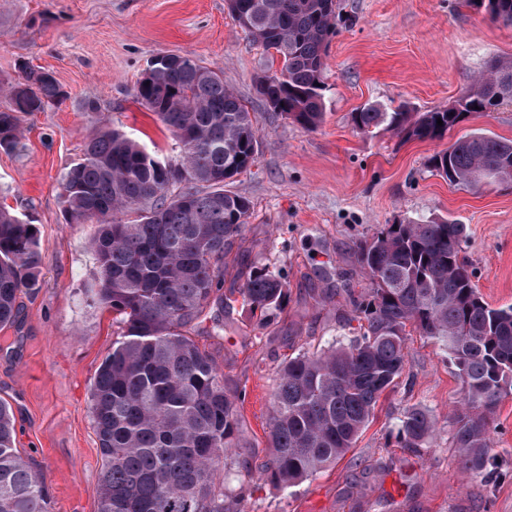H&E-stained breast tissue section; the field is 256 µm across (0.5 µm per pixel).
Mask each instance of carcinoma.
Wrapping results in <instances>:
<instances>
[{
	"mask_svg": "<svg viewBox=\"0 0 512 512\" xmlns=\"http://www.w3.org/2000/svg\"><path fill=\"white\" fill-rule=\"evenodd\" d=\"M247 36L282 67L255 77L267 85L272 112L312 130L322 119L325 51L343 21L337 0H244ZM495 20L512 25V0H487ZM22 80L0 87V149L20 144L17 113L60 105L53 74L21 66ZM137 100L171 132L178 159L164 161L118 129L88 139L60 180L69 219L99 225L94 301L120 332L90 388L89 410L101 457L98 512H244L227 488V462L239 457L242 394L230 390L206 345L188 335L224 333V256L250 217L249 200L226 189L256 162L255 117L223 73L188 55H169L137 83ZM512 105V59L491 62L452 107L414 113L404 105L352 113L357 130L381 128L408 140H440L465 116ZM443 125H437V119ZM455 186L512 181V142L474 133L429 159ZM137 214L125 221L120 215ZM31 224L0 208V329L15 323L18 299L36 285L40 256ZM467 228L447 220L386 224L357 248L370 292L351 297L359 334L347 345L305 350L276 373L269 459L244 464L241 481L293 487L336 463L370 423L380 396L406 364L407 327L437 341L458 369L462 410L453 416L464 471L490 461V424L512 394V306L479 295L461 257ZM230 293L257 325L279 323L287 282L253 266ZM437 423L423 407L407 409L387 430L386 446L422 448ZM38 473L15 448L13 413L0 400V512H51Z\"/></svg>",
	"mask_w": 512,
	"mask_h": 512,
	"instance_id": "1",
	"label": "carcinoma"
}]
</instances>
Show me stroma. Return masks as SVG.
Segmentation results:
<instances>
[{"mask_svg": "<svg viewBox=\"0 0 512 512\" xmlns=\"http://www.w3.org/2000/svg\"><path fill=\"white\" fill-rule=\"evenodd\" d=\"M340 7L356 22L329 42L323 120L307 130L268 111L253 78L271 58L225 0H0V85L21 81L26 63L51 71L68 94L62 105L20 115L18 148L0 150V203L34 225L41 256L37 287L0 330V399L52 512L98 510L90 386L119 332L112 313L92 300L97 227L69 222L59 182L86 138L105 128L159 158H177L170 132L135 97L154 56L191 55L223 70L257 120V161L230 185L249 200L251 215L228 248L224 284L240 286L256 263L283 271L285 334L268 341L237 306L224 313L223 337L206 342L228 386L245 394L241 461L256 467L270 455L277 367L307 344L354 338L349 296L369 288L357 246L383 225L415 218L465 225L463 255L479 293L491 307L512 305V182L474 191L429 167L432 155L465 135L512 141V106L472 114L434 141L363 133L351 120L368 105L429 112L454 104L491 60L512 58V26L491 20L477 0H340ZM407 346L398 385L381 396L356 447L294 488L251 482L248 512H512V395L494 416L489 466L465 475L450 421L460 399L457 368L419 333ZM417 405L435 418L436 437L416 451L385 447L387 429Z\"/></svg>", "mask_w": 512, "mask_h": 512, "instance_id": "35a3bbf8", "label": "stroma"}]
</instances>
